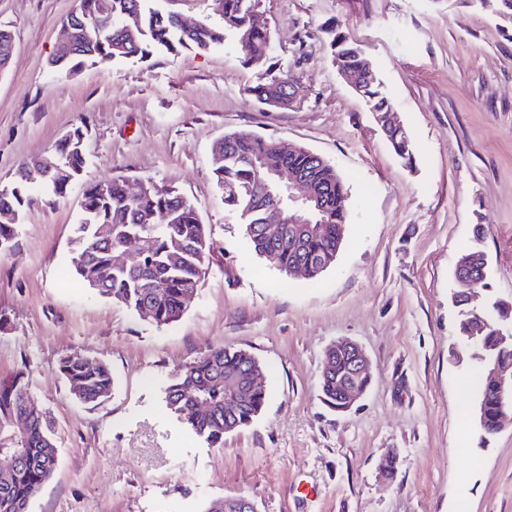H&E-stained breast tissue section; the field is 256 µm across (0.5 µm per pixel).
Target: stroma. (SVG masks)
Segmentation results:
<instances>
[{"instance_id": "obj_1", "label": "stroma", "mask_w": 512, "mask_h": 512, "mask_svg": "<svg viewBox=\"0 0 512 512\" xmlns=\"http://www.w3.org/2000/svg\"><path fill=\"white\" fill-rule=\"evenodd\" d=\"M75 0H0L14 41L0 71V188L74 128L86 167L65 197L28 189L0 254V378L28 373L55 424L58 462L29 512H202L244 497L257 512H512V423L462 428L472 364L458 344L453 269L482 224L489 291L512 301V24L466 0H262L276 68L295 97L265 110L233 40L143 61L50 69ZM375 65L413 140L414 167L389 148L362 97L339 77L326 31ZM250 131L332 163L350 190L347 240L315 282L252 253L225 210L212 147ZM153 178L196 207L212 243L195 299L169 326L141 320L71 275L67 258L85 184ZM358 343L371 383L349 410L320 397L326 350ZM216 344L266 368L262 413L223 448L167 412L172 372ZM66 355L105 362L111 397L78 402ZM397 459L394 476L380 468Z\"/></svg>"}]
</instances>
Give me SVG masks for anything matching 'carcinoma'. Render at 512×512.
<instances>
[{
  "mask_svg": "<svg viewBox=\"0 0 512 512\" xmlns=\"http://www.w3.org/2000/svg\"><path fill=\"white\" fill-rule=\"evenodd\" d=\"M162 0H77L78 16L86 28L78 29L73 41L57 47L50 68L70 74L88 62L142 60L156 52L179 48L207 50L224 45L227 36L236 39L242 63L260 68L272 59L274 45L269 29L254 20L261 0H222L219 22H199L184 29L178 16ZM494 16L512 17V0H471ZM332 62L346 80H359L358 92L376 117L394 111L373 64L342 33L332 29ZM288 75L261 72L248 89L258 104L271 109L289 106L285 94ZM406 166H413L414 144L403 125L385 135ZM215 182L224 197V208L237 213L249 248L270 267L287 274L296 264L308 268L315 281L332 266L345 243L349 224V189L336 168L302 148L288 153L279 144L249 131L231 132L213 146ZM64 171L82 176L85 152L58 144L51 155ZM303 178L317 196L318 210L311 224L288 225V242L278 243L264 234L265 210L261 199L284 195L286 185L271 180V174ZM136 197H130L125 182L110 181L107 194L95 185L86 187L82 219L68 257L70 270L79 282L97 295L125 305L140 319L157 325L178 322L187 299L196 293L204 266L209 262L211 242L193 204L176 190L159 185L150 177ZM30 203L27 187L16 183L0 192V208L22 213ZM485 225H473V244L457 257L454 294L459 308L458 335L471 354L478 355L474 385L479 395L478 424L482 434L498 428L495 388L489 366L502 358L512 360V346H498L500 325L512 319V303L495 300L483 308L467 304L466 295L487 287V266L479 248ZM127 253L128 261L118 257ZM265 366L249 351L232 346L209 347L181 365L165 389V408L208 445L224 447V436L248 427L262 412L267 393L250 392L244 403L224 406L229 398V380L244 381ZM58 370L74 397L84 405H99L112 394L109 367L98 361L67 356ZM351 376L350 356L331 352L325 356L321 376V400L330 408L338 404V382ZM28 381L20 372L0 380V512H28L31 499L53 474L57 457L54 424L49 415L28 407ZM208 412L197 411V402Z\"/></svg>",
  "mask_w": 512,
  "mask_h": 512,
  "instance_id": "carcinoma-1",
  "label": "carcinoma"
}]
</instances>
